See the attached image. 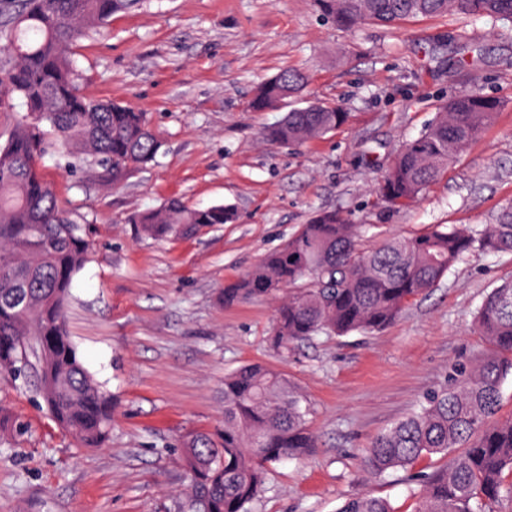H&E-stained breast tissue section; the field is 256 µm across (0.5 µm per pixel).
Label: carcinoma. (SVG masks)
<instances>
[{
    "label": "carcinoma",
    "mask_w": 512,
    "mask_h": 512,
    "mask_svg": "<svg viewBox=\"0 0 512 512\" xmlns=\"http://www.w3.org/2000/svg\"><path fill=\"white\" fill-rule=\"evenodd\" d=\"M141 0H0V34L10 62L0 66V112L20 96L26 111L0 144V378L32 382L37 405L77 443L104 445L112 428V395L83 362L66 328L74 280L89 259L82 226L42 171L53 153L72 172L112 186L151 164L162 140L146 113L83 91L69 52L90 29ZM336 26H393L407 18H489L512 24V0H315ZM307 84L299 69H284L251 100L256 112L277 106L285 92ZM502 103L460 93L444 104L418 137L405 141L382 175L377 192L391 208L418 199L448 165L491 124ZM341 108L312 103L263 130L264 139L300 146L336 130ZM233 217L224 205L198 207L179 198L128 218L137 235L188 234ZM512 253V206L503 208L480 238L462 225H436L358 248L356 225L325 211L301 226L286 245L227 284L220 300L279 299L271 346L288 350L319 333L379 332L405 305L444 278L474 245ZM490 353L459 371L451 384L425 396L419 409L380 434L366 450L372 475L408 468L420 457L464 447L427 478L415 512H484L503 489L512 491V418L500 420V388L512 375V280L486 296L476 314ZM302 392L262 363L224 375V429L218 437L189 433L181 440L190 485H205L207 512H248L268 468L302 458L314 447ZM0 432L18 441L29 432L19 414L0 408ZM337 512H394L372 495L346 499Z\"/></svg>",
    "instance_id": "cac0c4a2"
}]
</instances>
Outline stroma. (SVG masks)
Returning <instances> with one entry per match:
<instances>
[{
    "label": "stroma",
    "instance_id": "1",
    "mask_svg": "<svg viewBox=\"0 0 512 512\" xmlns=\"http://www.w3.org/2000/svg\"><path fill=\"white\" fill-rule=\"evenodd\" d=\"M72 53L86 90L148 113L162 147L115 188L72 174L57 157L42 161L92 245L67 328L117 409L105 445L81 448L29 388L0 380V405L31 424L22 442L0 443V512H187L179 441L222 428L224 375L253 362L301 389L315 446L269 467L250 512H336L366 493L415 512L418 476L448 456L375 476L364 451L450 381L455 365L487 353L474 316L512 279V254L474 247L385 330L322 333L286 355L268 341L276 300L227 308L219 296L321 211L358 224L367 249L432 224L482 234L512 205V26L448 15L344 29L314 0H144ZM286 68L308 77L301 105L348 114L296 149L261 137L282 111L250 108L256 87ZM461 91L503 107L446 176L410 205L386 208L376 192L382 172ZM174 196L230 206L234 219L188 236H137L128 217Z\"/></svg>",
    "mask_w": 512,
    "mask_h": 512
}]
</instances>
